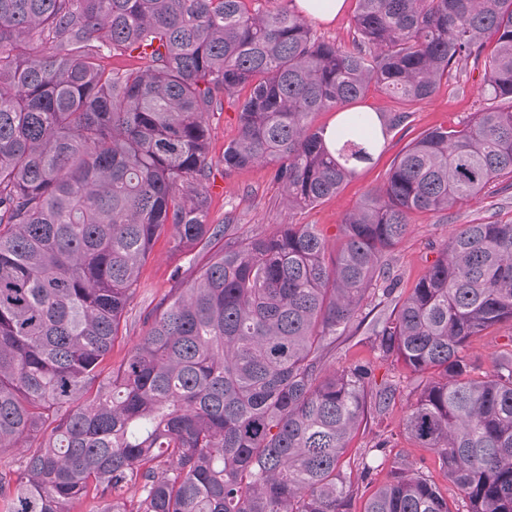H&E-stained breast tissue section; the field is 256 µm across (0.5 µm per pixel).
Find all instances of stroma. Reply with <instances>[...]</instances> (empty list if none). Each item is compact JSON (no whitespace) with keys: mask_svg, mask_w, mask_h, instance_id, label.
Returning <instances> with one entry per match:
<instances>
[{"mask_svg":"<svg viewBox=\"0 0 512 512\" xmlns=\"http://www.w3.org/2000/svg\"><path fill=\"white\" fill-rule=\"evenodd\" d=\"M481 82V72L472 69L450 78L431 99L413 107L409 125L390 131L382 139L372 163L360 167L340 191L314 206L291 213L284 207L283 190L275 181L271 167L257 165L238 174L225 176L219 161L225 144L237 134V113L231 107L215 113L210 118V151L216 165L210 182L219 186L220 191L212 196V223L231 225L235 237L241 239L274 232L283 224H313L328 242H335L343 217L368 191L384 185L394 160L411 140L434 128L461 127L484 107L485 102L479 91ZM510 220L512 188L501 181L492 182L482 193L448 214L414 215L411 232L391 253V265L398 277V293L404 295L409 292L415 280L437 258L441 245L456 225ZM204 260L202 252H195L189 258L174 250L169 236H161L154 243L140 270V286L136 297L121 324L112 351L104 362L105 367H119L127 359L146 331L143 324L145 315L169 294L175 284H192ZM358 362L373 363L376 380L397 384L401 395L385 417L368 421L349 444L343 466L346 472L353 474L357 471L359 458L369 448L375 434L381 433L392 439L386 462L360 483L352 502V512H362L365 497L374 487L389 479L393 461L401 458L425 464L433 481L447 493L449 502L459 512L464 506L461 495L449 484L434 453L427 448L415 447L403 432V420L412 400V391L417 385L416 376L399 364L378 360L372 341L363 329L354 336L332 343L327 357L328 367L336 369Z\"/></svg>","mask_w":512,"mask_h":512,"instance_id":"stroma-1","label":"stroma"}]
</instances>
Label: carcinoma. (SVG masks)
Masks as SVG:
<instances>
[{"mask_svg":"<svg viewBox=\"0 0 512 512\" xmlns=\"http://www.w3.org/2000/svg\"><path fill=\"white\" fill-rule=\"evenodd\" d=\"M250 0H0V473L3 512H349L351 438L397 397L373 365L324 368L395 290L385 253L416 213L512 178V0H356L358 41L314 36ZM494 49L486 53L487 39ZM41 54L31 56L32 43ZM127 59L123 67L110 60ZM482 67L487 107L408 143L340 224L240 243L209 222L208 117L230 102L224 175L270 165L288 210L335 194L451 69ZM387 114L349 112L370 86ZM340 114L336 135L313 128ZM224 240L144 318L100 378L155 241ZM512 323V221L462 224L391 314L378 358L426 377L405 432L436 453L466 512H512V349L467 348ZM379 439L362 474L384 459ZM363 512H456L423 467L392 466ZM506 336H512V324L510 323H504L490 330L485 337L473 341L468 352L472 359L482 362L486 367L493 354L511 348L505 346L509 343Z\"/></svg>","mask_w":512,"mask_h":512,"instance_id":"obj_1","label":"carcinoma"}]
</instances>
